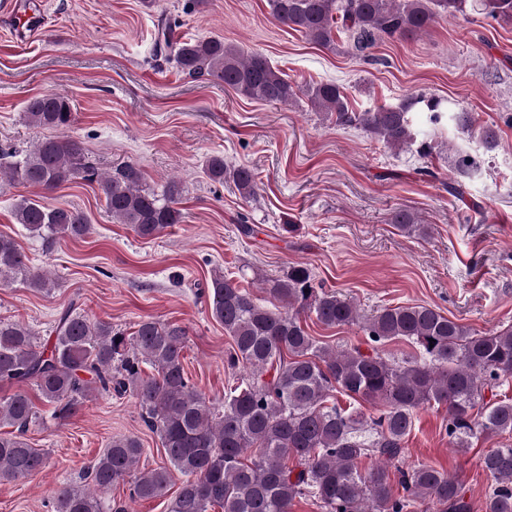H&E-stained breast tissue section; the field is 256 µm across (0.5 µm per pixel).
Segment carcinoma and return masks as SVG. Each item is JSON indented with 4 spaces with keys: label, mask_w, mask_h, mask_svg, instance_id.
<instances>
[{
    "label": "carcinoma",
    "mask_w": 512,
    "mask_h": 512,
    "mask_svg": "<svg viewBox=\"0 0 512 512\" xmlns=\"http://www.w3.org/2000/svg\"><path fill=\"white\" fill-rule=\"evenodd\" d=\"M269 7L275 20L316 45L329 47L334 33L347 34L359 56L379 41L420 35L438 18L469 10L500 26L512 25V0H269ZM153 51L183 74L211 76L253 100L288 104L302 93L336 125L360 128L396 151L416 144L428 149V129L448 123L477 133L487 151L498 146L494 128H475L471 113L438 98L356 112L339 84L312 82L300 89L263 55L246 54L221 38L179 37L163 19ZM25 116L57 134L26 150L0 147L1 180L45 191L74 179L96 183L112 220L130 225L143 239L183 222L176 207L183 192L179 180L151 187L129 163L107 175L99 172L67 133L74 121L68 97H34ZM206 173L214 182H233L244 198L257 188L252 170L229 168L219 156L208 161ZM12 217L47 251L61 239H81L90 231L82 211L26 196L14 204ZM390 223L407 234L426 231L404 210L393 212ZM0 277L46 294L59 287L2 234ZM261 288L265 305L229 274H214L208 288L211 315L232 341L228 366L246 371L224 393V410L218 413L186 374L187 336L179 325L144 319L127 336L69 308L54 325L55 342L41 346L28 326L0 320V383L15 387L0 397V425L12 427L0 433V481L29 479L46 465V455L25 439L37 419L26 390L31 384L59 422L103 393L133 394L143 424L159 436L164 451V465L136 474L145 452L141 439H113L88 467L87 486L63 487L54 512H126L121 502L106 500L112 488L127 483L132 498H163L174 471L184 480L171 512H209L216 506L222 512H291L303 496L314 498L323 512H416L425 501L437 512H471L463 484L428 464L397 470L403 494H395L387 462L400 456L417 410L434 404L446 406L445 430L456 448H469L480 435L512 434V398L498 393L512 378V326L479 334L420 304L385 307L368 318L353 302L315 286L302 264L262 279ZM304 313L326 327L356 325L372 343L407 340L421 355L399 362L358 347L337 349L311 336ZM334 391L377 404L380 413L367 417L343 407ZM369 457L375 462L360 472L358 463ZM481 465L495 481L485 512H512V445L488 449Z\"/></svg>",
    "instance_id": "obj_1"
}]
</instances>
